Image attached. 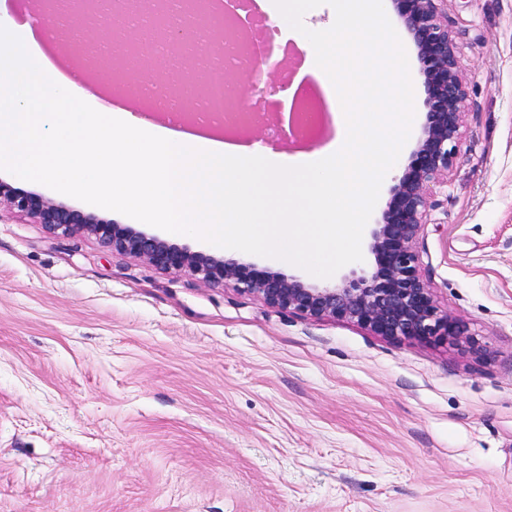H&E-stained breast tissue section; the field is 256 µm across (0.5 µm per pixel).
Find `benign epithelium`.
<instances>
[{"mask_svg": "<svg viewBox=\"0 0 512 512\" xmlns=\"http://www.w3.org/2000/svg\"><path fill=\"white\" fill-rule=\"evenodd\" d=\"M417 50L424 76L425 120L411 160L400 163L392 177L382 222L370 231L368 252L375 267L356 266L329 285L305 282L293 275L250 270L234 258H216L178 249L154 235L134 232L61 204L37 199L0 184V206L45 225L52 234L95 235L102 246L141 258L164 270L185 271L204 284L233 283L264 303L316 319L355 323L379 336L430 339L444 336L471 352L479 349L473 335L453 323L436 305L420 271L416 241L428 223L435 187L448 182L458 154L466 101L458 49L444 21L447 0H386ZM277 65L263 66L256 80L242 82L247 97L258 90L271 98L284 91L275 79Z\"/></svg>", "mask_w": 512, "mask_h": 512, "instance_id": "obj_1", "label": "benign epithelium"}]
</instances>
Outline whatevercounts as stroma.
I'll return each instance as SVG.
<instances>
[{
    "instance_id": "obj_1",
    "label": "stroma",
    "mask_w": 512,
    "mask_h": 512,
    "mask_svg": "<svg viewBox=\"0 0 512 512\" xmlns=\"http://www.w3.org/2000/svg\"><path fill=\"white\" fill-rule=\"evenodd\" d=\"M447 15L463 138L416 247L483 351L300 316L5 212L0 512H512V0ZM276 44L278 80L299 85L309 41L283 26Z\"/></svg>"
}]
</instances>
